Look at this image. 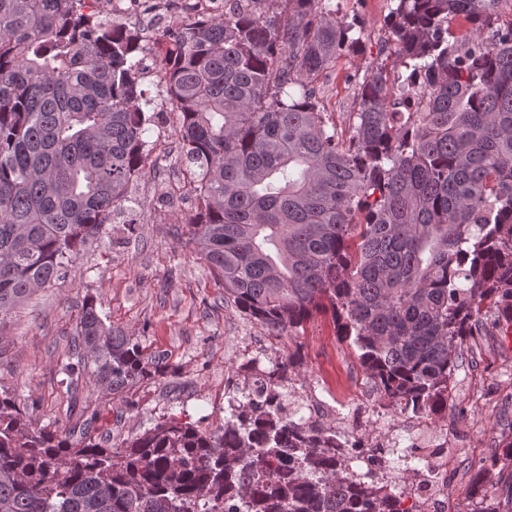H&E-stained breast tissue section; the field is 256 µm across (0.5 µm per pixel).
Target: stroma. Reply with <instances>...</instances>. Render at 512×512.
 <instances>
[{"label":"stroma","instance_id":"35a3bbf8","mask_svg":"<svg viewBox=\"0 0 512 512\" xmlns=\"http://www.w3.org/2000/svg\"><path fill=\"white\" fill-rule=\"evenodd\" d=\"M343 12L363 21V46L337 57L315 78L318 103L339 135L349 136L358 108V76L391 66L394 45L387 24L390 0H341ZM151 104L147 140L166 139L162 156L149 157L129 188V202L112 217L113 231L86 247L52 287L33 293L0 335V391L15 394L29 408L35 426L71 428L83 409L95 410L91 433L106 445L176 416L204 429L224 421L233 386H252L272 361L298 351L290 400L304 406V394L326 402L329 421L351 423L354 404L345 385L359 362L336 336L331 314L303 327L270 335L224 300V286L185 243L195 214L194 197L174 196L181 174L175 130L178 115L166 111L160 85L143 83ZM95 298L106 323L137 336L158 367L119 401L82 383L71 392L64 372L71 363V340L86 298ZM487 333L470 338L456 370L446 421L433 430L463 427L468 439L454 450L456 512H471L474 477L486 472L483 492L500 512H512V466L492 465L501 441L512 439V341L496 311L482 308ZM256 359L242 373L244 360Z\"/></svg>","mask_w":512,"mask_h":512}]
</instances>
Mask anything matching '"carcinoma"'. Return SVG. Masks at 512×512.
Returning a JSON list of instances; mask_svg holds the SVG:
<instances>
[{"instance_id": "cac0c4a2", "label": "carcinoma", "mask_w": 512, "mask_h": 512, "mask_svg": "<svg viewBox=\"0 0 512 512\" xmlns=\"http://www.w3.org/2000/svg\"><path fill=\"white\" fill-rule=\"evenodd\" d=\"M87 2L0 0V328L107 234L147 156L140 37ZM393 2L396 63L363 76L345 141L307 84L363 44L335 0H224L163 34L161 82L197 178L187 244L224 299L277 336L329 302L387 406L423 414L448 404L481 305L512 320V22L481 35L505 0ZM74 347L70 386L123 401L151 375L93 298ZM301 364L214 431L173 416L116 448L0 393V512H399L401 482L336 461V430L288 403Z\"/></svg>"}]
</instances>
